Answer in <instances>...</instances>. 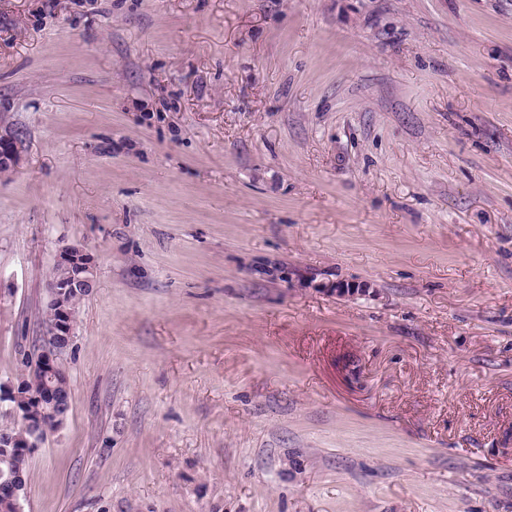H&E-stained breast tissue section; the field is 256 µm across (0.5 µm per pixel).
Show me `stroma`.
<instances>
[{
  "label": "stroma",
  "instance_id": "35a3bbf8",
  "mask_svg": "<svg viewBox=\"0 0 512 512\" xmlns=\"http://www.w3.org/2000/svg\"><path fill=\"white\" fill-rule=\"evenodd\" d=\"M0 133L21 512H512V0H0ZM59 268H68L71 271L67 279L58 276L57 270ZM94 285L95 265L86 250L80 245L63 247L58 253L50 283L51 299L57 307V319L52 325V308L48 302L44 309V321L48 326V330L50 328L51 342L41 352V359L47 372L51 375L61 368V364L58 361L59 356L69 346L73 337L71 321L73 327L80 305L86 296L78 292L72 293L66 298L67 301L71 302L73 320L65 304L64 297L72 291L83 290L84 292H90L93 290ZM21 365V374L17 378L16 383H14L15 386L20 388L19 399L12 401L16 409L6 408L2 410L1 408L0 411V482L10 476H21L28 484L30 480L29 459L33 453L31 448L37 449L41 445V433L44 441L47 431L56 430L55 417L62 421L65 420L69 411V398L55 399L52 395V397L46 395V398L50 400V404L55 409V417L51 415L45 416L44 410H40L39 407L36 411L25 410L29 409L30 405H36V401H38L37 396L42 398L43 391L54 389L55 393H64L69 391V384L64 370L54 375L52 380H47V374L42 369L39 356L33 363L29 356L24 355ZM14 385H0L1 405L5 402L9 406L11 405L10 399L17 393ZM25 395H30L29 400H27ZM49 400L44 401L49 402ZM20 412H22L20 416L23 425L18 418ZM43 416L45 418L42 428ZM24 428L31 431V436L26 441V448H15L23 447L22 444L28 438V432ZM6 437L8 439L1 441V439ZM11 439L15 440V447L14 441ZM3 448H8L6 455Z\"/></svg>",
  "mask_w": 512,
  "mask_h": 512
}]
</instances>
